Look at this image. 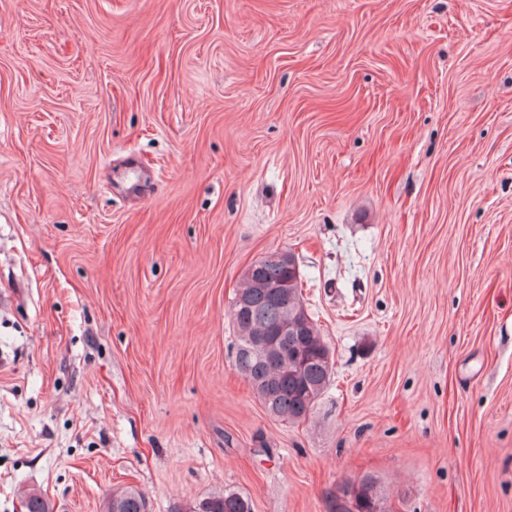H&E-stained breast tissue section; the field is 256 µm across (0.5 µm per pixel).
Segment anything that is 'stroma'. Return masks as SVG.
Listing matches in <instances>:
<instances>
[{"label": "stroma", "instance_id": "obj_1", "mask_svg": "<svg viewBox=\"0 0 512 512\" xmlns=\"http://www.w3.org/2000/svg\"><path fill=\"white\" fill-rule=\"evenodd\" d=\"M294 252L334 375L232 365ZM512 512V0H0V512L235 491ZM288 252L291 253L288 250L267 252L257 265L255 260L244 271L230 310L235 333L232 355L235 369L248 382L267 414L278 421L299 423L308 419L315 403L327 390L333 374V356L317 322L308 312L303 299L302 276L288 265L285 256ZM254 281L264 285L247 288ZM281 282H288V288L278 284ZM275 288L286 291L274 293ZM240 290L247 291L248 302L245 308L236 310L247 301L245 295L237 298ZM292 307H301L304 314L301 324L294 329L289 328ZM287 309L288 320L283 325ZM280 328L283 336L278 332ZM256 332L263 335L254 336ZM258 337L267 341L273 359L254 350L255 345L256 350L265 352L264 340L258 339L253 345ZM297 347L308 351V358L300 368H294L289 361L290 353ZM287 349L288 361L284 358ZM328 355L330 362L326 361ZM361 490V494L358 496V503L360 508L357 507V502L353 500L352 506L346 505L351 511L356 512H375L370 510V499L380 498L385 502V497L380 489L378 481L372 476H363L358 480L343 483L336 487L335 499H331V512H350L344 506V503L350 502L356 495L357 490ZM145 494L133 486H124L112 490L105 504V512H148Z\"/></svg>", "mask_w": 512, "mask_h": 512}]
</instances>
